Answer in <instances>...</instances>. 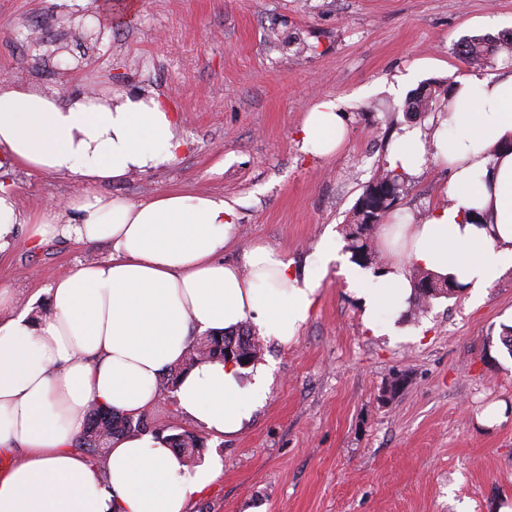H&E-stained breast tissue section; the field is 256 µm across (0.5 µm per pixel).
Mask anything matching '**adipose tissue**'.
Wrapping results in <instances>:
<instances>
[{"mask_svg": "<svg viewBox=\"0 0 512 512\" xmlns=\"http://www.w3.org/2000/svg\"><path fill=\"white\" fill-rule=\"evenodd\" d=\"M446 122L451 136L431 145L406 126L390 146L398 172L417 170L428 153L447 163L448 203L419 223L384 227L385 268L374 285H356L366 313L407 307L410 265L467 288L512 268V73L459 79ZM347 134L340 100L325 98L304 118L301 148L328 157ZM183 144L177 112L153 92L114 105L0 80V170L78 183L65 204L31 217L0 187V253L23 224L37 245L62 236L110 246L107 258L79 264L25 305L0 289V456L21 457L0 472V512H186L220 461L192 472L164 436L130 434L113 441L99 469L76 448L89 406L147 413L192 331L251 321L263 338L286 343L308 318L320 282L295 276L282 253L255 244L241 265L225 262L235 208L223 197L167 190L131 202L96 192L169 165ZM241 372L232 362L191 368L175 392L180 412L215 436L241 431L269 384L264 366L247 382Z\"/></svg>", "mask_w": 512, "mask_h": 512, "instance_id": "ef3b65f1", "label": "adipose tissue"}]
</instances>
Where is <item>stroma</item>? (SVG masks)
Returning a JSON list of instances; mask_svg holds the SVG:
<instances>
[{"label":"stroma","mask_w":512,"mask_h":512,"mask_svg":"<svg viewBox=\"0 0 512 512\" xmlns=\"http://www.w3.org/2000/svg\"><path fill=\"white\" fill-rule=\"evenodd\" d=\"M0 0V76L69 96L158 93L182 122L177 161L103 186L132 201L165 190L234 203L228 261L264 244L297 275L320 280L308 320L289 342L263 341L271 381L238 434L208 436L201 463L222 471L187 512H512V270L478 297L464 290L426 310L380 309L403 336L368 328L340 272L320 268L345 234L397 132L443 133L442 104L411 114L421 85L512 70L496 55L469 67L463 39L512 34V0ZM345 103L350 136L332 157L301 151L316 101ZM24 212L65 203L69 178L25 168L0 174ZM448 170L427 161L407 176L395 211L423 216L445 200ZM56 237L31 246L19 229L0 254V287L28 298L79 263L107 256ZM503 406L507 420L478 415Z\"/></svg>","instance_id":"obj_1"}]
</instances>
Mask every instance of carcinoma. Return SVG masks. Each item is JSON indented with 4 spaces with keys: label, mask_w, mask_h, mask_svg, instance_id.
<instances>
[{
    "label": "carcinoma",
    "mask_w": 512,
    "mask_h": 512,
    "mask_svg": "<svg viewBox=\"0 0 512 512\" xmlns=\"http://www.w3.org/2000/svg\"><path fill=\"white\" fill-rule=\"evenodd\" d=\"M512 46V37H505L496 42L474 36L461 44L459 56L464 63L481 68L487 59L502 50ZM439 96L436 88H422L417 91L408 102V111L423 112L429 108L433 100ZM402 175L393 170H383L375 179L365 185L363 192L357 200L352 216L354 229L346 235L347 249L360 263L367 264L372 261V252L369 245L370 233L374 225L362 222L361 212L366 204H371L378 210L377 216L383 220L390 214L396 204L401 187ZM413 284V306L423 308L431 300L437 298L433 294L435 289H444L449 286L446 281H439L429 272L414 268L410 276ZM224 357L222 341L213 334L206 335L205 340L193 338L185 358L176 366L168 368L158 380L159 395L168 398L174 397L181 374L203 361H221ZM159 433V429L152 426V422L145 415L137 417L124 415L112 410H106L91 405L87 413L86 428L77 443L83 453L90 455L97 464L106 460V449L112 441L130 434ZM166 440L173 451L186 459L193 460L201 456L205 447L206 437L201 433L180 428L166 435Z\"/></svg>",
    "instance_id": "1"
}]
</instances>
